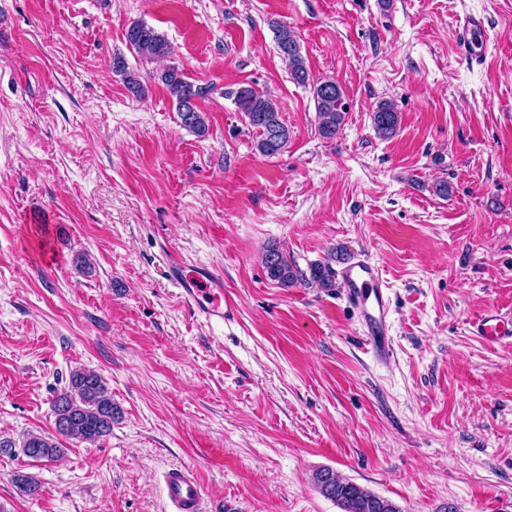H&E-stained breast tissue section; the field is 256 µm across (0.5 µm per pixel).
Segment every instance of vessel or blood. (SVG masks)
Wrapping results in <instances>:
<instances>
[{
	"label": "vessel or blood",
	"mask_w": 512,
	"mask_h": 512,
	"mask_svg": "<svg viewBox=\"0 0 512 512\" xmlns=\"http://www.w3.org/2000/svg\"><path fill=\"white\" fill-rule=\"evenodd\" d=\"M484 28L481 16L469 14L456 28L455 41L464 59L470 64L483 61L477 38ZM171 277L184 300L207 322L224 324L234 320L235 302L224 293L223 276L208 267H200L193 275H185L179 261L171 263ZM341 280L347 289L348 300L359 310L367 342L374 356L381 361L391 354L388 338L389 296L374 263L360 259L344 266ZM167 497L176 512H202L204 489L193 470L175 467L163 475Z\"/></svg>",
	"instance_id": "vessel-or-blood-1"
}]
</instances>
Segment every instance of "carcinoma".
Masks as SVG:
<instances>
[{"instance_id":"obj_1","label":"carcinoma","mask_w":512,"mask_h":512,"mask_svg":"<svg viewBox=\"0 0 512 512\" xmlns=\"http://www.w3.org/2000/svg\"><path fill=\"white\" fill-rule=\"evenodd\" d=\"M273 29L277 49L288 61L292 79L299 85L307 84L309 72L296 32L279 22L273 24ZM126 39L132 50L144 60L166 59L173 52L164 36L142 21H135L128 27ZM112 69L122 76L128 89L135 93L142 90L138 76L128 70L123 56L113 57ZM158 80L170 94L182 125L200 137L205 136L208 125L204 113L196 106L190 112H183L181 106L188 96L200 98L208 92V88L190 81L175 66L163 69ZM224 96L234 101L256 134L255 147L261 155L271 157L284 150L291 132L281 119L278 102L271 95L247 85L227 89ZM313 99L319 135L324 139L336 137L347 113L341 86L333 80L319 81L313 85ZM372 121L381 137L390 138L400 126V113L392 101L384 100L372 113ZM348 258L346 247L335 246L324 259L310 264L305 271L278 247L270 246L264 254L263 265L267 277L282 288L314 283L330 290L336 287L334 265ZM54 414L56 431L60 436L69 440L96 442L112 433V423L118 415V409L112 403V396L103 378L94 371L78 369L71 373L68 389L56 398ZM64 452L58 440L49 435L30 434L21 443V453L33 463L53 461ZM313 479L317 489L335 501L343 512H402L391 500L374 494L328 468L316 471ZM16 484L22 493L30 497L40 491V483L30 474L17 475Z\"/></svg>"}]
</instances>
